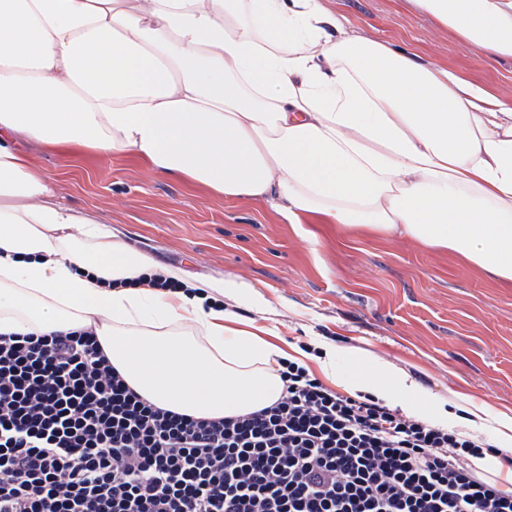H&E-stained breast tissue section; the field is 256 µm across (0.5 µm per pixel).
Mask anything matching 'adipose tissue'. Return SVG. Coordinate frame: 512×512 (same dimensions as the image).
Returning a JSON list of instances; mask_svg holds the SVG:
<instances>
[{
    "mask_svg": "<svg viewBox=\"0 0 512 512\" xmlns=\"http://www.w3.org/2000/svg\"><path fill=\"white\" fill-rule=\"evenodd\" d=\"M488 58L512 0H414ZM128 155L288 223L402 236L512 284V108L352 28L323 0H0V333L93 329L138 394L200 418L275 402L286 353L249 283L158 266L56 201L15 144ZM159 275L179 291L144 285ZM344 388L404 408L409 375L356 359Z\"/></svg>",
    "mask_w": 512,
    "mask_h": 512,
    "instance_id": "1",
    "label": "adipose tissue"
}]
</instances>
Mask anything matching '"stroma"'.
<instances>
[{
	"mask_svg": "<svg viewBox=\"0 0 512 512\" xmlns=\"http://www.w3.org/2000/svg\"><path fill=\"white\" fill-rule=\"evenodd\" d=\"M325 5L512 102V58L484 62L413 0ZM19 145L55 181L58 201L112 224L157 263L256 287L284 351L320 339L392 364L427 392L419 417L448 409L478 438L493 436V414L512 415V286L404 237L285 223L267 204L224 199L124 156L82 160L32 140Z\"/></svg>",
	"mask_w": 512,
	"mask_h": 512,
	"instance_id": "35a3bbf8",
	"label": "stroma"
}]
</instances>
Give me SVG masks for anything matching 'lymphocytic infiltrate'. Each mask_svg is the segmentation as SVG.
Listing matches in <instances>:
<instances>
[{
	"label": "lymphocytic infiltrate",
	"instance_id": "lymphocytic-infiltrate-1",
	"mask_svg": "<svg viewBox=\"0 0 512 512\" xmlns=\"http://www.w3.org/2000/svg\"><path fill=\"white\" fill-rule=\"evenodd\" d=\"M280 397L208 419L136 393L93 331L0 334V512H512L494 444L281 363ZM509 446H502L498 448L500 451L497 454H485L481 458L474 459L478 462L482 468L489 471H502L501 478H505V470L506 469V479L510 483L512 481V469L504 463L503 455H512V448H508Z\"/></svg>",
	"mask_w": 512,
	"mask_h": 512
}]
</instances>
